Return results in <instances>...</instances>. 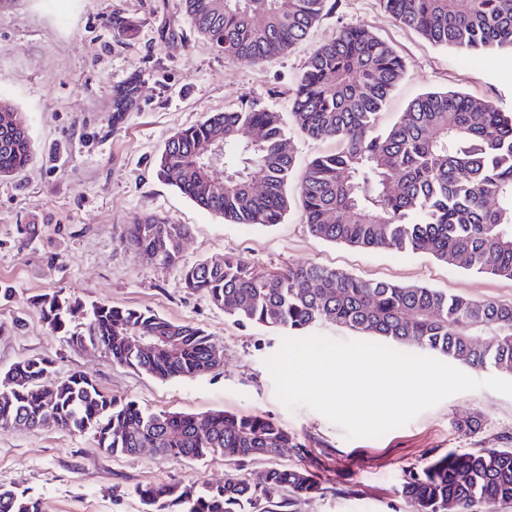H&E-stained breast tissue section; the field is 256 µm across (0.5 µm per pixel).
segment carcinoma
I'll return each mask as SVG.
<instances>
[{
  "instance_id": "cac0c4a2",
  "label": "carcinoma",
  "mask_w": 512,
  "mask_h": 512,
  "mask_svg": "<svg viewBox=\"0 0 512 512\" xmlns=\"http://www.w3.org/2000/svg\"><path fill=\"white\" fill-rule=\"evenodd\" d=\"M327 0H184L190 25L231 63L259 65L303 42ZM400 25L465 56H512V0H378ZM407 73L386 41L348 25L315 47L289 90L295 131L281 113L247 101L210 112L175 132L157 157V173L205 211L230 224L268 227L290 207L295 163L292 134L328 138L334 150L315 157L298 185L311 236L362 250H426L444 263L512 281V112L458 90L412 100L389 128L378 114ZM136 85L117 90L114 117L133 107ZM0 101V176L33 159L29 135L11 124ZM224 145V178L205 170L201 148ZM189 226L136 216L123 239L132 249L177 269L183 287L201 292L239 325L300 336L322 322L476 368L512 375V302L450 295L424 285L367 280L306 263L269 270L244 256L181 263ZM47 329L58 334L80 319L66 342L101 347L112 361L155 378H192L222 363L196 326L150 311L87 306L58 293L37 299ZM149 336L148 351L134 341ZM53 361L31 358L0 376V427L37 428L51 419L90 430L112 455L150 448L161 458L202 460L221 454L236 464L305 444L260 415L152 411L102 393L84 375L51 380ZM320 491L301 466L269 468L263 484L240 474L195 491L178 484L139 491L143 512H299ZM400 493L417 512H470L477 503H512V448L450 450L409 472ZM0 512H41L39 499L0 488Z\"/></svg>"
}]
</instances>
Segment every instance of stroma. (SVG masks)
Here are the masks:
<instances>
[{"label": "stroma", "instance_id": "35a3bbf8", "mask_svg": "<svg viewBox=\"0 0 512 512\" xmlns=\"http://www.w3.org/2000/svg\"><path fill=\"white\" fill-rule=\"evenodd\" d=\"M121 8L131 33L113 29ZM347 24L388 41L408 63L379 116L391 126L430 90L455 89L512 111V56L474 59L432 45L384 13L377 0H328L306 41L258 66L233 64L187 21L183 0H0V101L12 105L36 146L19 174L0 177V375L30 357L53 361L52 377L74 373L104 393L154 411L227 410L270 418L306 448L277 463L304 465L321 491L300 512H416L399 489L409 471L448 450L512 448V396L488 388L452 395L378 438H347L322 414L285 406L265 365L283 331L241 326L202 293L187 291L176 269L129 250L122 231L136 215L187 224L181 259L242 255L269 269L306 262L364 279L425 285L455 295L512 301V281L436 260L428 252L360 251L312 237L299 198L282 223L228 224L160 181L155 158L177 130L244 99L291 122L288 90L311 50ZM137 80V103L113 120V100ZM149 310L200 327L223 358L221 369L166 381L113 363L100 347L69 346L46 328L38 297ZM481 413V430L456 419ZM275 461L229 465L222 456L163 460L145 451L112 456L93 432L55 425L0 428V487L26 489L42 512H141L136 488L168 483L201 488L236 472L260 481Z\"/></svg>", "mask_w": 512, "mask_h": 512}]
</instances>
